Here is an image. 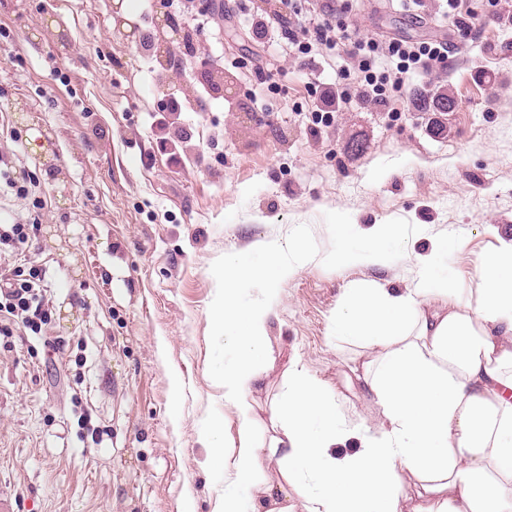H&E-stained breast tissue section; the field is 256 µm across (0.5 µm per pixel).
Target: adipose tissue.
Wrapping results in <instances>:
<instances>
[{
	"label": "adipose tissue",
	"mask_w": 512,
	"mask_h": 512,
	"mask_svg": "<svg viewBox=\"0 0 512 512\" xmlns=\"http://www.w3.org/2000/svg\"><path fill=\"white\" fill-rule=\"evenodd\" d=\"M402 242L390 224L338 223L337 268L384 264ZM263 262L224 255V299L212 313L234 359L220 378L224 402L240 416L225 452L219 420L205 421L210 460L224 470L213 512H512V240L482 265L462 296L442 256L420 259L411 288L346 289L333 319L336 336L376 350L358 382L387 428L348 424L328 386L292 367L270 422L279 433L258 445L248 394L269 367L267 324L279 283L310 260L303 236L262 243ZM266 285V299L241 300V286ZM360 448L342 458L350 437Z\"/></svg>",
	"instance_id": "obj_1"
}]
</instances>
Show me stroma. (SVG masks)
<instances>
[{
	"label": "stroma",
	"mask_w": 512,
	"mask_h": 512,
	"mask_svg": "<svg viewBox=\"0 0 512 512\" xmlns=\"http://www.w3.org/2000/svg\"><path fill=\"white\" fill-rule=\"evenodd\" d=\"M358 34L441 39L448 59L419 65L386 104L341 53L302 54L258 26L254 0H0V155L38 183L0 201V222L30 225L10 266L44 267L51 319L0 337V492L8 512H212L224 472L199 430L222 420L224 254L258 256L302 230L313 257L279 285L267 326L272 365L248 400L258 442L290 365L329 385L346 420L378 429L379 407L350 368L372 350L334 336L356 282L402 290L437 239L476 287L484 258L512 238V0H467L481 24L461 35L444 0H345ZM171 15L190 35L166 83L143 35ZM233 86L214 95L208 68ZM442 81L459 108L429 133L414 88ZM339 106L322 109L325 92ZM365 143L346 151L350 137ZM394 224L405 256L339 269L337 221Z\"/></svg>",
	"instance_id": "1"
}]
</instances>
